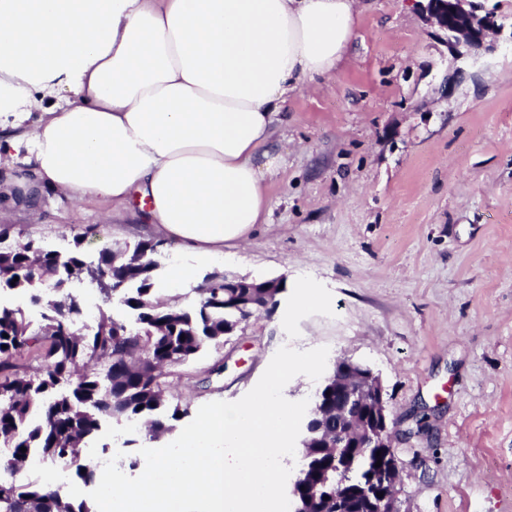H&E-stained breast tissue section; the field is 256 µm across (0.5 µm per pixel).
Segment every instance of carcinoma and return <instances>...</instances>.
<instances>
[{"label":"carcinoma","instance_id":"cac0c4a2","mask_svg":"<svg viewBox=\"0 0 512 512\" xmlns=\"http://www.w3.org/2000/svg\"><path fill=\"white\" fill-rule=\"evenodd\" d=\"M160 246L110 245L94 258L79 243L61 255L31 238L0 249V271L7 272L0 276V291L25 293L32 305L44 308L34 330L22 309L0 304V444L8 448L0 457V512H94L85 501L20 482L17 473L37 455L73 463L79 479L95 481V468L80 463L81 444L98 434L104 417L142 419L151 439L171 432L188 409L167 400L162 368L224 343L265 307L258 297L269 293L268 287L276 303L285 291L280 278L236 281L212 275L195 289L198 297L191 304H172L155 287ZM85 280L131 310L135 326L102 312L91 332H78L82 308L70 286ZM92 360L104 371L89 367ZM334 408L336 385L327 377L304 423V465L293 481L297 495L290 512H336L338 498L345 503L343 512H371L334 449L325 447L336 430ZM354 453L361 471L395 457L392 448Z\"/></svg>","mask_w":512,"mask_h":512}]
</instances>
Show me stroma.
Here are the masks:
<instances>
[{"label":"stroma","mask_w":512,"mask_h":512,"mask_svg":"<svg viewBox=\"0 0 512 512\" xmlns=\"http://www.w3.org/2000/svg\"><path fill=\"white\" fill-rule=\"evenodd\" d=\"M488 48L452 56L412 0H364L350 58L288 100L271 212L230 256L193 265L175 239L100 198L44 192L36 212L0 194L8 242L59 251L162 240L159 287L185 305L210 274L281 277L273 313L164 370L189 414L251 390L275 352L325 346L379 374L400 462L401 512H512V0H479ZM314 301H307V294ZM93 446L126 475L148 440L107 419Z\"/></svg>","instance_id":"1"}]
</instances>
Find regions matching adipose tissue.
I'll return each mask as SVG.
<instances>
[{
    "label": "adipose tissue",
    "mask_w": 512,
    "mask_h": 512,
    "mask_svg": "<svg viewBox=\"0 0 512 512\" xmlns=\"http://www.w3.org/2000/svg\"><path fill=\"white\" fill-rule=\"evenodd\" d=\"M359 0H0V168L126 206L196 260L265 223L291 94L349 58Z\"/></svg>",
    "instance_id": "adipose-tissue-1"
}]
</instances>
